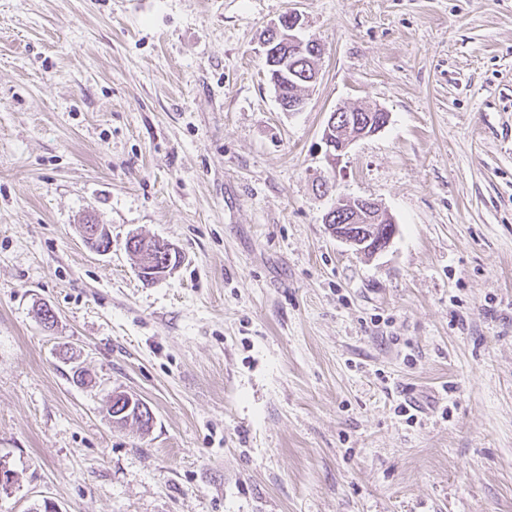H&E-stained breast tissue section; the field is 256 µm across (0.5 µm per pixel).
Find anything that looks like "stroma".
<instances>
[{"instance_id":"obj_1","label":"stroma","mask_w":512,"mask_h":512,"mask_svg":"<svg viewBox=\"0 0 512 512\" xmlns=\"http://www.w3.org/2000/svg\"><path fill=\"white\" fill-rule=\"evenodd\" d=\"M291 11L299 112L260 44ZM0 462V512H512V0H0ZM368 108L357 111L339 107L330 113L323 139L331 164H338L353 143L378 133L388 123V112L377 105H368ZM335 220V223H334ZM324 223L336 239L344 242L356 252L364 253L369 250L373 255L384 251L391 243L395 232L392 228L394 221L389 212L373 199H347L340 197L336 203L325 213ZM334 223V224H333ZM356 224L363 227L359 235L356 231L349 232L348 229ZM381 225V226H380ZM382 225H385V229ZM378 237L375 246H366L372 239ZM372 253L365 254L372 256ZM142 241H146L145 237L141 238L140 241L137 242V244H135L134 248L132 249L133 253H131L133 256H136L138 253L143 252L144 245L141 246L140 250L137 249V246L140 245L142 243ZM146 246H147V250L153 247L155 254L151 255L149 257L150 259H145V262L153 261V263H155L154 256H156L157 263L155 265L149 267V270H152V271L143 273L142 277L145 280H154V279L160 278L161 274H162L159 271H154L155 269H157L159 267V264H161L163 268L167 267V265H169V262L166 263L167 265H165V263H163L164 261L167 260L168 249H166L163 253H161V248H165V243H163L162 245H159V241H157V240L152 241V239H149L146 241ZM156 253H161V258H159V260L157 259ZM161 265H160V267H161ZM170 269H171V266L163 269L164 270L163 276L166 275L167 273H169V271H171Z\"/></svg>"}]
</instances>
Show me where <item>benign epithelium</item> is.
I'll use <instances>...</instances> for the list:
<instances>
[{
    "label": "benign epithelium",
    "mask_w": 512,
    "mask_h": 512,
    "mask_svg": "<svg viewBox=\"0 0 512 512\" xmlns=\"http://www.w3.org/2000/svg\"><path fill=\"white\" fill-rule=\"evenodd\" d=\"M300 16L292 12L287 18L271 26L263 37V54L280 56V52H302L306 42L297 34ZM389 121V113L377 105H371L363 113L356 110L337 108L330 113L324 132L328 160L338 164L356 141L381 131ZM324 223L336 239L344 242L359 253L372 251L378 254L384 251L394 237L389 227L393 219L389 212L373 199H347L344 197L325 213ZM86 241L92 246L103 249V243L111 240L108 228L103 224L90 221L83 225Z\"/></svg>",
    "instance_id": "benign-epithelium-1"
}]
</instances>
